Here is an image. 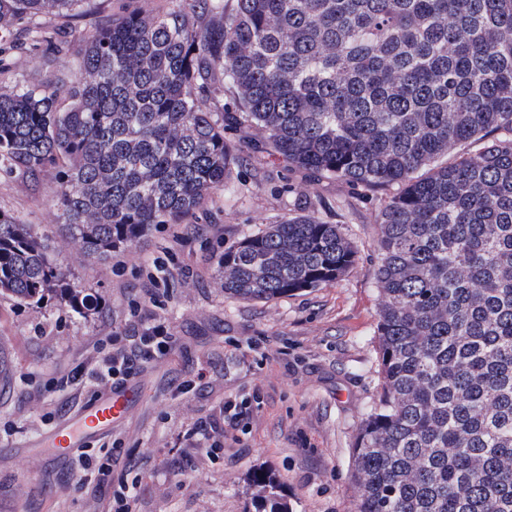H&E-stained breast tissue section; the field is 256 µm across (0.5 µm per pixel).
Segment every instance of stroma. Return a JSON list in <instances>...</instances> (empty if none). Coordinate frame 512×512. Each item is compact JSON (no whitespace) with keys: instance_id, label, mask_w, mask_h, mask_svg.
Segmentation results:
<instances>
[{"instance_id":"35a3bbf8","label":"stroma","mask_w":512,"mask_h":512,"mask_svg":"<svg viewBox=\"0 0 512 512\" xmlns=\"http://www.w3.org/2000/svg\"><path fill=\"white\" fill-rule=\"evenodd\" d=\"M190 2L79 0L72 11L17 25L0 52V90L72 77L86 36L116 18L185 10ZM50 42L62 52L45 53ZM203 107L224 118V137L241 158L230 190L105 259L67 242L53 174L34 184L0 173V211L28 224L99 304L86 315L56 300L28 304L0 294V512H110L111 490L82 483L77 456H56L38 442L98 393L100 353L136 314L164 320L177 345L135 368L126 414L87 443L99 454L115 443L124 448L114 469L137 482L131 512H249L248 476L260 468L276 474L289 512H356L351 446L379 385L374 221L393 190H357L266 152L261 131L233 123L235 94L223 80ZM303 213L341 226L357 247L355 268L271 302L225 297L215 265L224 248ZM159 268L168 279L154 304L151 276ZM75 369L80 379L58 390ZM188 379L192 389L178 391ZM228 398L243 404L238 441L215 448L195 428Z\"/></svg>"}]
</instances>
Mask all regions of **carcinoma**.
I'll use <instances>...</instances> for the list:
<instances>
[{"mask_svg": "<svg viewBox=\"0 0 512 512\" xmlns=\"http://www.w3.org/2000/svg\"><path fill=\"white\" fill-rule=\"evenodd\" d=\"M77 2L0 0V41ZM200 2L204 27L114 19L63 87L0 93V171L55 173L70 243L108 257L227 186L238 157L202 107L220 74L233 120L288 164L399 186L375 219L381 384L352 444L357 512H512V0ZM356 260L339 225L298 215L216 268L225 296L270 302ZM0 294L97 307L5 212ZM252 483L254 512H288L273 472Z\"/></svg>", "mask_w": 512, "mask_h": 512, "instance_id": "cac0c4a2", "label": "carcinoma"}]
</instances>
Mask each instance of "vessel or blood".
<instances>
[{"label":"vessel or blood","mask_w":512,"mask_h":512,"mask_svg":"<svg viewBox=\"0 0 512 512\" xmlns=\"http://www.w3.org/2000/svg\"><path fill=\"white\" fill-rule=\"evenodd\" d=\"M132 397L130 389L99 393L92 403L76 417L62 420L54 429L51 442L61 454L83 447L87 437L110 432L113 424L125 413Z\"/></svg>","instance_id":"1"}]
</instances>
